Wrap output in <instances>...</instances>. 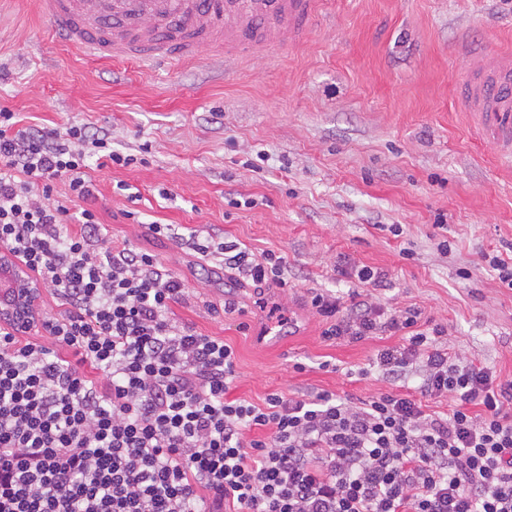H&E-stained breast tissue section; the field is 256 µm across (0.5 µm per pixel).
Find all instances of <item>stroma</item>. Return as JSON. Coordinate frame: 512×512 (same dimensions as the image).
<instances>
[{
  "mask_svg": "<svg viewBox=\"0 0 512 512\" xmlns=\"http://www.w3.org/2000/svg\"><path fill=\"white\" fill-rule=\"evenodd\" d=\"M320 2L322 20L299 45L232 62L205 48L202 62L145 71L81 55L36 0H0V107L27 126L107 130L114 150L136 157L91 170L100 221L183 280L176 321L234 348L231 397L359 402L388 390L366 368L398 337L331 343L310 308L313 290L351 289L340 254L387 272L374 301L420 307L447 328L450 351L512 379V290L483 261L512 245V165L457 105L458 44L512 51V0ZM248 197L254 207L229 204ZM154 222L174 237L152 236ZM193 233L285 256L287 287H229L217 260L185 247ZM267 329L280 345L259 343Z\"/></svg>",
  "mask_w": 512,
  "mask_h": 512,
  "instance_id": "stroma-1",
  "label": "stroma"
}]
</instances>
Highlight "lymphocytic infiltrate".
Wrapping results in <instances>:
<instances>
[{
	"mask_svg": "<svg viewBox=\"0 0 512 512\" xmlns=\"http://www.w3.org/2000/svg\"><path fill=\"white\" fill-rule=\"evenodd\" d=\"M134 162L109 132L0 107V246L58 307L25 336L0 326V512H512V380L449 353L418 307L312 296L325 340L401 337L373 357L390 388L368 401L228 399L235 351L173 319L182 280L101 242L88 168ZM193 249L243 286L284 282V257Z\"/></svg>",
	"mask_w": 512,
	"mask_h": 512,
	"instance_id": "obj_1",
	"label": "lymphocytic infiltrate"
}]
</instances>
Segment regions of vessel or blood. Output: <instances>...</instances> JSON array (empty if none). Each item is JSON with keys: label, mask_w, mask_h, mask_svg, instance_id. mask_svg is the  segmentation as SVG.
<instances>
[{"label": "vessel or blood", "mask_w": 512, "mask_h": 512, "mask_svg": "<svg viewBox=\"0 0 512 512\" xmlns=\"http://www.w3.org/2000/svg\"><path fill=\"white\" fill-rule=\"evenodd\" d=\"M71 46L93 58L191 61L204 46L235 56L304 41L320 0H38ZM460 101L499 158L512 163V56L466 50Z\"/></svg>", "instance_id": "b4317fda"}]
</instances>
